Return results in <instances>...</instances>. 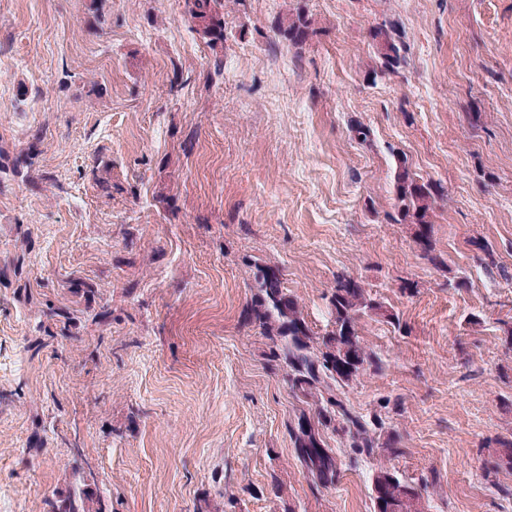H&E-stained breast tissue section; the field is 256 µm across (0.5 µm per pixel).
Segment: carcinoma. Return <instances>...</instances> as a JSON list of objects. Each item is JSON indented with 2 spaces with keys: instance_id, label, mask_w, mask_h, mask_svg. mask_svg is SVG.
<instances>
[{
  "instance_id": "obj_1",
  "label": "carcinoma",
  "mask_w": 512,
  "mask_h": 512,
  "mask_svg": "<svg viewBox=\"0 0 512 512\" xmlns=\"http://www.w3.org/2000/svg\"><path fill=\"white\" fill-rule=\"evenodd\" d=\"M184 12L198 34L213 48L224 44V0H183ZM274 35L302 47L315 33L313 21L302 8L288 21L273 26ZM377 48L372 79L397 71L407 63L404 36L394 26L370 32ZM393 211L390 224H410L424 259L436 263L433 248L432 213L445 199L442 184L426 180L411 168L408 159L394 155ZM251 298L246 307V325L259 329L267 340V362L283 371L293 398L302 404L298 415L288 421V436L303 472L317 488L339 481L341 463L326 440L339 435L350 460L402 454L388 425L391 400L378 402L362 414L341 397L343 390L367 374L382 370L381 359L363 342L359 323L364 316L381 318L396 331L406 329L400 314L363 282L347 273L336 275L324 293L330 320L323 332L308 321L299 297L284 286L279 270L254 265ZM482 476L496 482L500 470H512V434L490 440L478 449ZM374 512H427L422 487L394 468H379L372 481ZM51 512H112L111 502L88 484L60 495Z\"/></svg>"
}]
</instances>
